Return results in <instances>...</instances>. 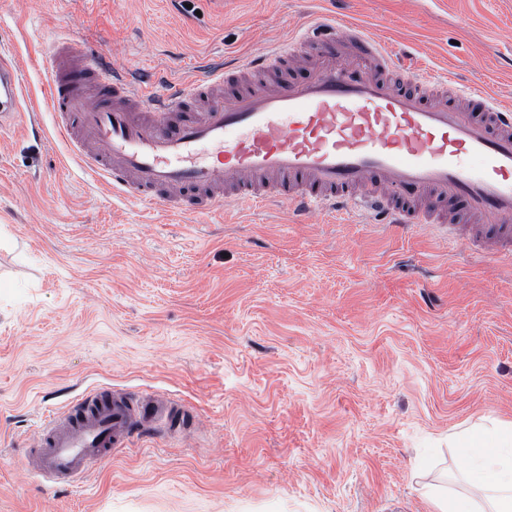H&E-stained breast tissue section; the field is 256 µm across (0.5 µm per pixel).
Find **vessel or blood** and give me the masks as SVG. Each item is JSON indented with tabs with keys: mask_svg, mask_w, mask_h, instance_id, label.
<instances>
[{
	"mask_svg": "<svg viewBox=\"0 0 512 512\" xmlns=\"http://www.w3.org/2000/svg\"><path fill=\"white\" fill-rule=\"evenodd\" d=\"M315 33L227 68L146 84L113 65L96 39L58 37L43 59L44 101L58 136L94 181L130 199L196 218L225 204H286L294 217L356 209L393 224L459 235L512 266V107L486 92L398 66L363 27L324 17ZM302 80L236 91L241 76L295 66ZM24 97L15 61L0 60V130ZM459 205L484 223L475 237L445 224ZM182 403L94 390L45 415L23 460L29 475L72 483L152 422L184 426Z\"/></svg>",
	"mask_w": 512,
	"mask_h": 512,
	"instance_id": "b4317fda",
	"label": "vessel or blood"
}]
</instances>
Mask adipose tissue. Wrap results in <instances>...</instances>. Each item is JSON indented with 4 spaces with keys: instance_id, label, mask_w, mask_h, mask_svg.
<instances>
[{
    "instance_id": "adipose-tissue-1",
    "label": "adipose tissue",
    "mask_w": 512,
    "mask_h": 512,
    "mask_svg": "<svg viewBox=\"0 0 512 512\" xmlns=\"http://www.w3.org/2000/svg\"><path fill=\"white\" fill-rule=\"evenodd\" d=\"M448 440L469 461L468 488L429 487L434 512H512V422L474 425Z\"/></svg>"
}]
</instances>
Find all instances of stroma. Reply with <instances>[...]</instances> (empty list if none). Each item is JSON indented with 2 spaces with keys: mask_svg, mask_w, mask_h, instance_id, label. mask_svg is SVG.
Wrapping results in <instances>:
<instances>
[{
  "mask_svg": "<svg viewBox=\"0 0 512 512\" xmlns=\"http://www.w3.org/2000/svg\"><path fill=\"white\" fill-rule=\"evenodd\" d=\"M317 15L512 103V0H0L43 128L0 132V512H433L427 486L465 464L449 433L512 422V267L377 213L147 208L92 181L42 105L38 61L66 33L181 78ZM98 387L188 402L197 424L34 482L42 415Z\"/></svg>",
  "mask_w": 512,
  "mask_h": 512,
  "instance_id": "obj_1",
  "label": "stroma"
}]
</instances>
